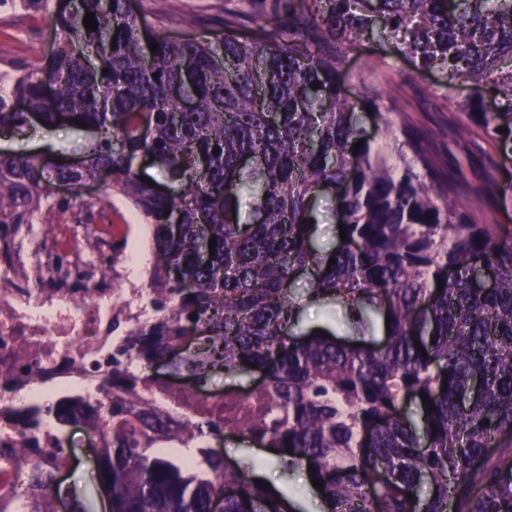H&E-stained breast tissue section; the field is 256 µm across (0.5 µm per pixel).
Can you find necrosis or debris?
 <instances>
[{
  "label": "necrosis or debris",
  "instance_id": "4bbe7bcc",
  "mask_svg": "<svg viewBox=\"0 0 512 512\" xmlns=\"http://www.w3.org/2000/svg\"><path fill=\"white\" fill-rule=\"evenodd\" d=\"M98 224H52L24 238L13 267L0 269V499L6 512H32L25 478L36 461L52 474L74 457L45 456L64 431L43 414L37 429L24 431L22 414L65 396L78 409L105 399L106 359L116 342L113 318L136 328L152 316L149 291L124 271L98 275L87 240L104 237ZM145 398L170 406L185 422L203 396L172 384L146 383Z\"/></svg>",
  "mask_w": 512,
  "mask_h": 512
}]
</instances>
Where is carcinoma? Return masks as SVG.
Segmentation results:
<instances>
[{
	"label": "carcinoma",
	"mask_w": 512,
	"mask_h": 512,
	"mask_svg": "<svg viewBox=\"0 0 512 512\" xmlns=\"http://www.w3.org/2000/svg\"><path fill=\"white\" fill-rule=\"evenodd\" d=\"M0 7H26L57 35L41 68L0 73V129L70 121L96 135L81 167L1 153L0 226L32 223L53 198L49 185L76 190L107 169L110 188L153 228L158 319L112 348V403L84 416L102 435L97 478L112 483V512H209L221 493L224 512H288L210 446L226 430L285 468L305 467L326 512H512V239L465 201L459 170L428 137L395 122L380 96L344 91L342 78L365 37L439 73L445 89L482 87L512 60V0H288L286 19L256 18L253 37L237 36L243 13L227 11L224 33L185 40L165 31L195 19L151 22L129 0L53 13L47 0ZM88 12L95 31L83 25ZM489 93L491 105L455 101L461 117L448 134L461 141L476 129L510 157L512 79ZM366 113L395 140V163L363 129ZM144 155L166 188L140 179ZM323 192L346 232L329 251L313 246ZM473 195L512 196V182L488 171ZM478 265L493 287L474 286ZM304 271L305 298L341 307L357 335L382 327V342L300 330L292 286ZM131 356L170 360L198 379L254 365L264 383L245 410L225 387L224 420L204 411L176 431L141 397ZM408 398L416 421L402 408ZM31 485L37 512H54L52 478L35 466Z\"/></svg>",
	"instance_id": "1"
}]
</instances>
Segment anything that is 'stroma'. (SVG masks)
<instances>
[{
	"mask_svg": "<svg viewBox=\"0 0 512 512\" xmlns=\"http://www.w3.org/2000/svg\"><path fill=\"white\" fill-rule=\"evenodd\" d=\"M130 5L151 21L167 14L200 17V25L175 30V37L185 38L221 32L225 11L243 8L256 17L275 8L276 3L275 0H130ZM54 46L55 34L47 21L21 10H0V70L41 67ZM343 79L346 85L361 84L373 94L385 92L384 107L401 114L428 136L440 158L454 156L469 184L482 185L484 174L492 165L497 167L500 179H512V158L496 156L481 133H473L467 142L460 144L448 136V120L454 102L469 94L470 86L451 90L440 87L438 74L417 73L408 60L397 57L391 48L371 44L349 51ZM87 142V135L77 134L68 125L61 124L47 131H37L28 138L0 137V149L37 152L49 146L68 158L77 159L83 155ZM80 199L90 205L95 223L139 225L143 222L124 197L111 193L108 184H87L80 190ZM66 440L78 455L79 464L66 476L63 488L82 500L96 488L94 457L85 448L86 428L69 429ZM222 451L244 472L260 470L268 474L271 488L296 505L298 512H321V498L305 468L283 469L273 456L237 434L224 439Z\"/></svg>",
	"mask_w": 512,
	"mask_h": 512,
	"instance_id": "1",
	"label": "stroma"
}]
</instances>
